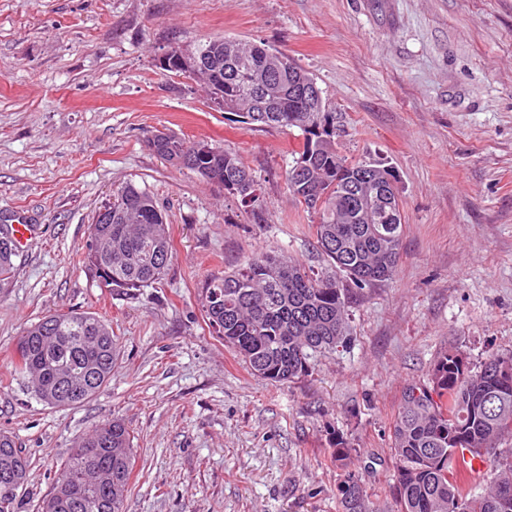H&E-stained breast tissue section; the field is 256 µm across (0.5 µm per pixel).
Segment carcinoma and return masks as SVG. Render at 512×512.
I'll use <instances>...</instances> for the list:
<instances>
[{"label": "carcinoma", "mask_w": 512, "mask_h": 512, "mask_svg": "<svg viewBox=\"0 0 512 512\" xmlns=\"http://www.w3.org/2000/svg\"><path fill=\"white\" fill-rule=\"evenodd\" d=\"M271 52L263 43L209 37L192 50L202 55L197 81L215 111L302 131L303 143L286 181L289 193L317 218L314 231L321 252L357 288L393 279L404 224L369 223L363 219L364 204L343 195V182L366 168L380 179L391 171L338 151L330 113L309 109L305 86L310 77L288 56H283L272 96L248 98ZM154 153L210 182L224 183V191L245 207L263 203L249 168L216 144L169 132ZM302 162L309 164L308 175L297 179L294 166ZM89 239L94 245H86L79 263L104 270L102 288H150L172 259L165 213L149 191L132 181L112 190V223L89 225ZM17 253L9 230H1L0 289L15 274ZM201 296L212 333L253 374L274 383L309 373L318 353L344 340L346 295L336 278L276 254L251 255L235 269L210 275L202 282ZM118 352V336L109 321L71 310L46 314L25 327L12 364L15 374L28 378V388L41 404L77 407L111 379ZM511 434L512 356H493L472 368L461 353L444 352L427 382L405 387L393 422V512H512V456H495L500 440ZM355 453L336 438L332 458L343 470L338 512H378L362 476L350 469ZM464 453L490 461L486 487L470 485L471 465H456ZM28 466L12 436L1 431L0 512H17V490ZM133 469L130 429L118 418L104 420L80 438L61 464L41 512H125Z\"/></svg>", "instance_id": "carcinoma-1"}]
</instances>
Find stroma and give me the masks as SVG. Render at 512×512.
I'll list each match as a JSON object with an SVG mask.
<instances>
[{
    "instance_id": "stroma-1",
    "label": "stroma",
    "mask_w": 512,
    "mask_h": 512,
    "mask_svg": "<svg viewBox=\"0 0 512 512\" xmlns=\"http://www.w3.org/2000/svg\"><path fill=\"white\" fill-rule=\"evenodd\" d=\"M209 35L294 59L338 150L390 168L402 202L394 278H340L344 342L286 384L210 333L200 284L265 251L333 267L286 185L300 130L243 124L157 67ZM155 130L239 155L263 208L161 160ZM129 181L165 208L172 261L159 287L110 291L77 258ZM20 222L32 234L0 291V429L29 459L18 512H40L79 438L112 417L133 434L126 512H336L339 436L389 512L403 388L447 350L512 354V0H0V225ZM68 309L109 320L120 355L87 403L49 408L11 357L27 325Z\"/></svg>"
}]
</instances>
